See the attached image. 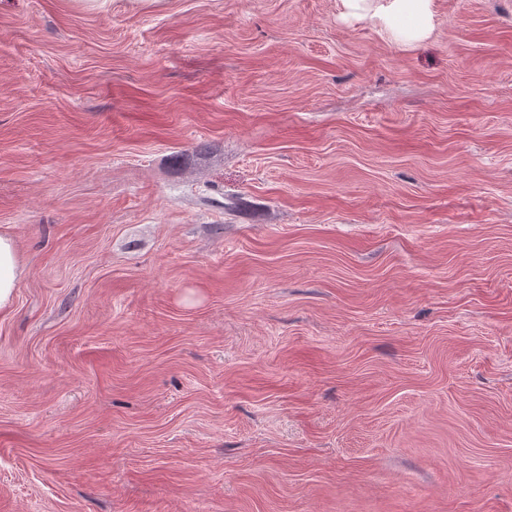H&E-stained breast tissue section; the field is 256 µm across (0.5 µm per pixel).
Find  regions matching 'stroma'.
<instances>
[{"label":"stroma","instance_id":"1","mask_svg":"<svg viewBox=\"0 0 512 512\" xmlns=\"http://www.w3.org/2000/svg\"><path fill=\"white\" fill-rule=\"evenodd\" d=\"M0 512H512V0H0ZM433 0H386L374 16L390 35L402 41H420L432 31ZM26 272L14 238L7 233H0V312L12 305Z\"/></svg>","mask_w":512,"mask_h":512}]
</instances>
